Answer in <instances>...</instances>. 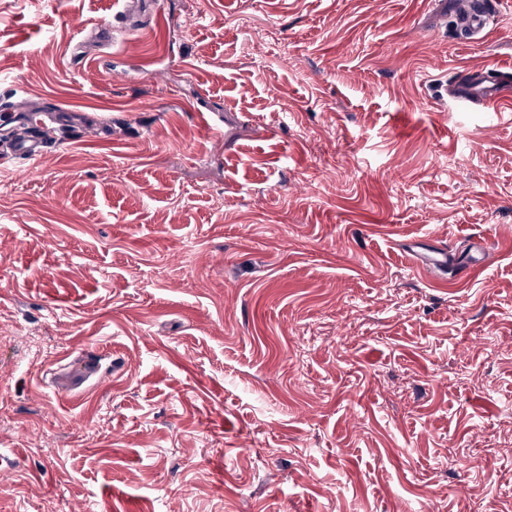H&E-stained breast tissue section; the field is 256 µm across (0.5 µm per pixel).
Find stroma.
<instances>
[{
    "label": "stroma",
    "instance_id": "35a3bbf8",
    "mask_svg": "<svg viewBox=\"0 0 512 512\" xmlns=\"http://www.w3.org/2000/svg\"><path fill=\"white\" fill-rule=\"evenodd\" d=\"M486 64L512 11L0 0V108L78 115L0 166V313L44 338L0 347V512H512V108L448 96ZM453 10L458 14L462 27L474 33L481 32L485 28L490 16L498 13L501 0H491L489 7H481L475 0H454L450 2ZM410 255L413 261L421 268L430 272H445L448 269L454 272L455 278L470 276L483 268L482 259L470 260L461 264L457 262L456 252L448 249L446 245L420 244L411 246Z\"/></svg>",
    "mask_w": 512,
    "mask_h": 512
}]
</instances>
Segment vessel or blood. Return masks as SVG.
I'll return each mask as SVG.
<instances>
[{
  "label": "vessel or blood",
  "instance_id": "vessel-or-blood-1",
  "mask_svg": "<svg viewBox=\"0 0 512 512\" xmlns=\"http://www.w3.org/2000/svg\"><path fill=\"white\" fill-rule=\"evenodd\" d=\"M501 0H490L488 7H481L476 0H453L463 28L480 32L490 16L496 15ZM453 100L462 106H476L489 112L498 111L501 105H512V69L497 65L472 67L463 70L461 77L449 89ZM64 117L62 107L47 105L22 114L27 135L11 139L8 152L0 154V164L15 160L35 159L50 142L56 141ZM413 261L430 272L453 271L455 277L472 275L483 267L482 260L459 263L455 252L444 245L411 246Z\"/></svg>",
  "mask_w": 512,
  "mask_h": 512
}]
</instances>
